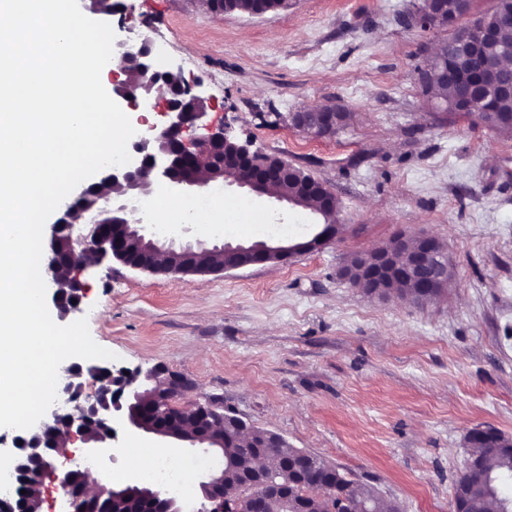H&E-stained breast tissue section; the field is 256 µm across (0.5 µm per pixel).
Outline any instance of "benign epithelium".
Wrapping results in <instances>:
<instances>
[{"label": "benign epithelium", "mask_w": 512, "mask_h": 512, "mask_svg": "<svg viewBox=\"0 0 512 512\" xmlns=\"http://www.w3.org/2000/svg\"><path fill=\"white\" fill-rule=\"evenodd\" d=\"M441 5L442 0H429L427 11L406 12L402 24L408 28L430 31L433 29L432 16L439 13ZM494 18H500L496 6L486 13L471 18L464 26L448 24L452 30L450 40L453 45V52L448 54V63L438 74L430 68L421 69L417 72L418 83L432 87L436 85L437 77L440 76L445 80L449 78L457 83L461 91L458 102L467 106L482 102L492 95L512 96V70L505 73L491 67H483L481 75L476 77L473 68H463L456 64V59H463L473 54L477 48V43L470 35L473 27H479L486 39L494 35L495 25L492 22ZM113 91L130 106L137 105L140 100L133 86L125 79L116 82ZM180 92L182 97L201 106V109L191 111L170 98L164 99L161 112L167 117V123L151 137H144L138 142L136 151L143 155L142 160L136 164L112 170L104 177L109 190L100 196L93 208L84 211L79 218L67 225L69 249L74 256V263L70 269L81 272L98 264L109 254L116 256L124 251L120 241L110 238L108 232L110 221L106 220V217L126 213L133 199L139 197V192L144 188L162 185L180 191L185 187H202L215 180L212 173L217 172L224 179L228 177L229 172L239 169L243 161L259 154V151L251 149L250 143L234 137L229 124L205 121L207 100L194 89L193 85L183 79L180 80ZM193 126L204 129L205 133L189 141L184 140L183 130ZM200 158L206 160V166L203 167L206 171L205 179H200V171L196 169L184 179L174 176V169L178 163ZM287 170L286 166L279 171L266 169L243 180L235 177L228 182V185L248 190L257 200L273 197L279 202L292 206L294 205L292 200L280 193L273 195L269 192V188L282 179ZM114 186L121 187V191L115 196L112 195ZM126 231L148 245L152 265L156 267L161 266L159 257L167 259L173 254L191 257L198 253H232L237 256L235 263L215 267L213 268L215 272L239 269L273 260L290 259L316 246H324L332 242L336 235V227L332 224L328 228L322 227L307 242L272 245L261 241L256 246L225 242L209 246L202 242L196 244L178 242L173 238L161 240L152 234L148 236L142 229L129 224L126 225ZM413 240L417 242V250L412 256L408 269L411 274L421 277L419 287L428 288L438 282L437 273L440 266L447 265V253L443 244L432 236H415ZM355 259L358 260L359 271L368 294L379 298L382 297L381 282L403 270L389 248L360 253L355 256ZM127 264L144 270L152 266L132 260L127 261ZM97 370L112 373V384L115 390L110 417L122 418L125 432L129 434L150 433L168 439L181 448H202L206 451L222 453L224 441L217 439V434L224 431L225 424L231 419L236 426V436L242 439L241 445L258 447L253 440L254 427L235 414L220 412L209 402H196L181 408L176 407L175 398L186 391L190 384L163 366L154 367L145 373L139 370L126 372L122 368L111 370L102 366L97 367ZM78 376L79 371L72 372L73 381L63 388L67 401L75 403L72 412L64 415L54 412L52 413L53 423L44 422L40 425L43 433L55 434L58 429H63L67 439L56 440L52 448H45L41 442L33 440L28 443L27 455L43 462V468L32 485L33 489L42 488L48 480L56 482L60 484L63 496L66 498L68 512H89L88 505L100 500L105 485H99L93 494L88 493L84 486L81 487L80 493H74L61 484L59 458L72 460L75 454L68 450L67 443L76 441L89 445L87 448L89 452L108 453L112 450L118 435L113 427L110 431L100 434L88 432L89 417L96 408V401L101 397V389L85 392V385L78 386L74 382ZM144 379L156 384L157 390L162 392L158 401L160 410L167 414L177 410L191 418L195 425L202 428V431L190 435L178 424L160 428L147 423L140 417L133 409V402L141 395ZM293 488H303L306 496L322 500L329 496L331 481L325 478V474L313 472L301 464L285 468L280 478L249 474L242 478V484L239 485L237 512H266V499L270 494H278L286 500L292 497L289 490ZM131 490L142 498L143 512H153L159 506L164 509V512H185L180 499L145 485L115 486L112 488V501L116 502L124 498ZM198 495L200 508L195 512H224V469L209 472L198 483Z\"/></svg>", "instance_id": "benign-epithelium-1"}]
</instances>
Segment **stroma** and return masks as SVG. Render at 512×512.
Instances as JSON below:
<instances>
[{
	"label": "stroma",
	"instance_id": "35a3bbf8",
	"mask_svg": "<svg viewBox=\"0 0 512 512\" xmlns=\"http://www.w3.org/2000/svg\"><path fill=\"white\" fill-rule=\"evenodd\" d=\"M413 0H288L260 15L216 14L199 0H124L116 37L154 44L158 70L181 69L254 149L307 170L336 196L330 244L284 261L218 273H150L113 259L80 274L69 321L87 318L114 367L161 365L193 387L179 405L210 401L275 431L375 488L402 512H451L472 453L467 436L492 427L512 438V139L436 111L415 67L443 30L403 27ZM341 107L336 134L298 128L295 113ZM153 188L140 222L179 240L297 242L309 212L213 183L225 224L206 207L158 225ZM436 236L455 281L422 305L366 296L340 275L359 253L401 235ZM178 463L198 507L200 474L221 456L171 448L148 433L119 434L95 470L131 482L134 446Z\"/></svg>",
	"mask_w": 512,
	"mask_h": 512
}]
</instances>
